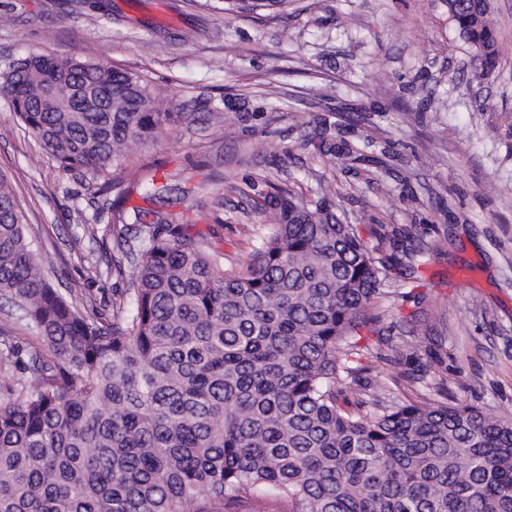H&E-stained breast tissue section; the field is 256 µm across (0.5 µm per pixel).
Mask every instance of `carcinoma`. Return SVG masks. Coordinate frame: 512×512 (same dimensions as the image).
I'll return each instance as SVG.
<instances>
[{
	"label": "carcinoma",
	"instance_id": "carcinoma-1",
	"mask_svg": "<svg viewBox=\"0 0 512 512\" xmlns=\"http://www.w3.org/2000/svg\"><path fill=\"white\" fill-rule=\"evenodd\" d=\"M479 61L498 67L487 0H444ZM0 89L65 171L123 183L132 143L186 112L103 62L30 53ZM276 224L247 272L224 270L193 224L109 203L128 267L112 315L48 281L0 174V512H512V410L492 415L379 394L365 358L395 361L372 312L394 264L329 211L327 188L259 194Z\"/></svg>",
	"mask_w": 512,
	"mask_h": 512
}]
</instances>
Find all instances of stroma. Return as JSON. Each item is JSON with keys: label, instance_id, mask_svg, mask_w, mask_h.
Listing matches in <instances>:
<instances>
[{"label": "stroma", "instance_id": "obj_1", "mask_svg": "<svg viewBox=\"0 0 512 512\" xmlns=\"http://www.w3.org/2000/svg\"><path fill=\"white\" fill-rule=\"evenodd\" d=\"M99 2L0 0V71L30 52L102 61L147 79L158 111L194 113L129 147L130 205L156 208L137 182L157 164L177 213L217 230L225 268L242 273L275 222L256 192L331 185L340 222L397 228L380 256L416 252L380 306L397 360L366 361L387 394L512 409V0L492 2L500 66L481 79L441 0H289L250 13L221 0H110L108 17ZM334 143L353 154L329 155ZM0 172L54 288L79 281L77 306L111 315L126 282L112 272L100 181L59 168L3 94Z\"/></svg>", "mask_w": 512, "mask_h": 512}]
</instances>
